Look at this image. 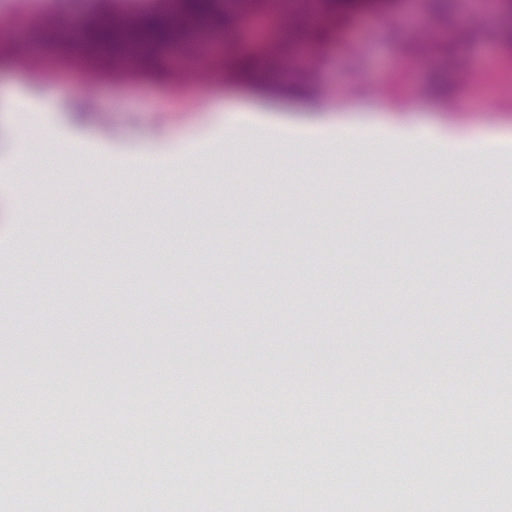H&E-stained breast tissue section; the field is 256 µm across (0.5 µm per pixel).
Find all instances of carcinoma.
Here are the masks:
<instances>
[{
	"label": "carcinoma",
	"mask_w": 512,
	"mask_h": 512,
	"mask_svg": "<svg viewBox=\"0 0 512 512\" xmlns=\"http://www.w3.org/2000/svg\"><path fill=\"white\" fill-rule=\"evenodd\" d=\"M152 7L129 20L115 7L116 0H97L95 12L86 16L73 33L47 20L35 19L27 40L8 59L29 66V53L55 54L63 64L79 63L90 70L115 58L130 59L147 68L157 61L156 52L172 47L188 37L197 24L219 33L231 50L237 79L251 76L253 65L262 62L266 72L279 71L285 47L304 40L323 61L325 51L338 41L351 21L362 11L386 13L395 0H320L322 21L307 22L304 0H237L233 8L224 0H152ZM265 22V35L251 36L255 20ZM468 37L466 32H448V41L440 43L427 36L417 38L407 49L413 55H431Z\"/></svg>",
	"instance_id": "1"
}]
</instances>
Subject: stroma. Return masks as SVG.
<instances>
[{
	"instance_id": "35a3bbf8",
	"label": "stroma",
	"mask_w": 512,
	"mask_h": 512,
	"mask_svg": "<svg viewBox=\"0 0 512 512\" xmlns=\"http://www.w3.org/2000/svg\"><path fill=\"white\" fill-rule=\"evenodd\" d=\"M431 3L359 14L306 99L226 79L218 44L163 52L154 77L123 63L94 78L48 54L0 64V185L29 193L21 221L0 195V356L27 379L0 378V512H29L32 471L57 512H475L488 498L512 512L490 453L512 407L486 414L450 374L429 413L382 384L412 385L430 361L512 365V210L457 195L455 144L396 136L512 128L507 18L491 5L453 51L407 55L414 36H446ZM89 10L0 0V22L19 42L34 15L73 28ZM201 59L210 73L189 77ZM34 84L54 111H9ZM228 110L258 116L228 127ZM206 359L235 370L195 397ZM158 362L181 369L178 387ZM273 366L330 379L318 396L273 383ZM62 456L79 479L55 472Z\"/></svg>"
}]
</instances>
